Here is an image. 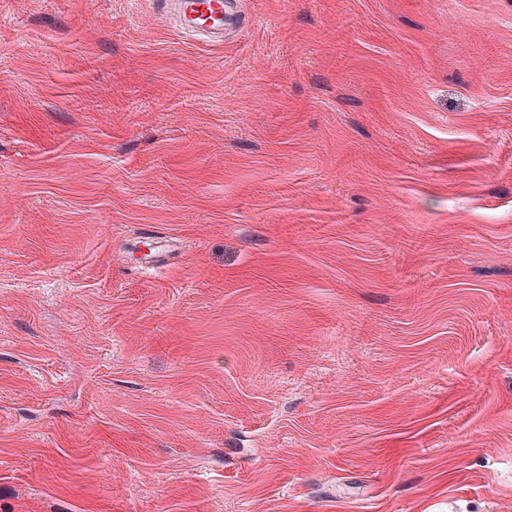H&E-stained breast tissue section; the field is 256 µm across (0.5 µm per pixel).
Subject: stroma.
<instances>
[{
  "label": "stroma",
  "instance_id": "stroma-1",
  "mask_svg": "<svg viewBox=\"0 0 512 512\" xmlns=\"http://www.w3.org/2000/svg\"><path fill=\"white\" fill-rule=\"evenodd\" d=\"M0 0V512H512V0ZM167 11L174 13L180 21L179 29L193 36L209 39L210 42L223 41L224 17L236 15L233 0H160ZM184 18L190 27L181 22Z\"/></svg>",
  "mask_w": 512,
  "mask_h": 512
}]
</instances>
